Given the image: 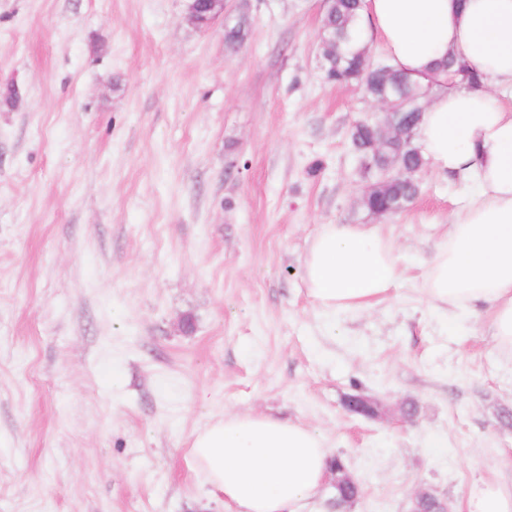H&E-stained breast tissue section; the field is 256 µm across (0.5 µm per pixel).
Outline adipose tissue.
<instances>
[{"label":"adipose tissue","instance_id":"obj_1","mask_svg":"<svg viewBox=\"0 0 512 512\" xmlns=\"http://www.w3.org/2000/svg\"><path fill=\"white\" fill-rule=\"evenodd\" d=\"M358 25L390 64L431 88L414 143L438 176L471 185L454 210L422 290L438 308H487L496 349L512 356V0H364ZM455 58L483 76L467 88L440 65ZM308 296L330 312L388 296L401 256L376 224L320 225L303 256ZM192 462L210 498L231 512H304L332 457L325 438L300 422L228 413L195 433Z\"/></svg>","mask_w":512,"mask_h":512}]
</instances>
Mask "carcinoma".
<instances>
[{
	"label": "carcinoma",
	"mask_w": 512,
	"mask_h": 512,
	"mask_svg": "<svg viewBox=\"0 0 512 512\" xmlns=\"http://www.w3.org/2000/svg\"><path fill=\"white\" fill-rule=\"evenodd\" d=\"M362 0H330L323 26V56L331 58L324 66L327 81L335 84L356 83L364 94L376 101L388 100L398 108L393 116L396 133L388 137L386 151L373 154L370 146L376 123L360 120L353 126L351 141L360 160L370 163L362 167L374 179L362 197L363 207L374 215H391L406 208L416 197L415 177L425 166V159L409 133L414 131L424 112L428 90L408 75L395 70L386 60H374L364 44L357 18ZM247 21L240 17L224 25V40L230 47L241 44L247 35ZM398 160L404 173L391 176L388 164Z\"/></svg>",
	"instance_id": "cac0c4a2"
}]
</instances>
